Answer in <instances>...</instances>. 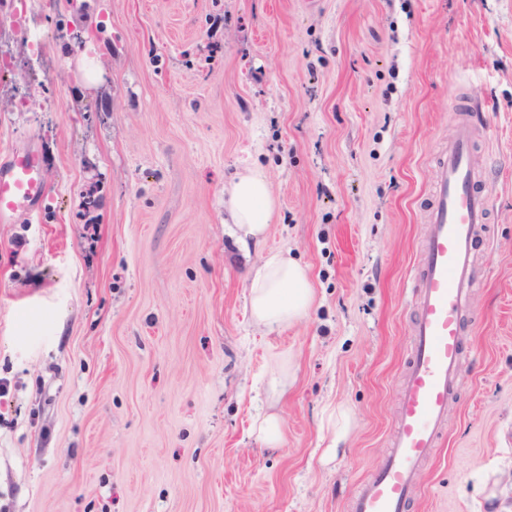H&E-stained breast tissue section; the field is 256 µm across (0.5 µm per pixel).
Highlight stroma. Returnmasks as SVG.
Wrapping results in <instances>:
<instances>
[{"label":"stroma","mask_w":512,"mask_h":512,"mask_svg":"<svg viewBox=\"0 0 512 512\" xmlns=\"http://www.w3.org/2000/svg\"><path fill=\"white\" fill-rule=\"evenodd\" d=\"M459 96L491 214L409 512H512V0H0V159L46 158L0 222V512H348L396 426ZM250 170L276 209L245 249ZM280 249L314 300L269 330L246 274ZM275 200L262 173L251 171L240 176L230 192L229 208L233 224L243 234V241H258L264 235ZM327 427L332 434V444L326 448L324 455L330 456L336 451V442L342 439L349 431L351 418L349 412L344 408H328ZM252 433L266 448H279L282 444V425L274 414H259L252 424Z\"/></svg>","instance_id":"stroma-1"}]
</instances>
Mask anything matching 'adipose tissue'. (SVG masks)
<instances>
[{
	"instance_id": "obj_1",
	"label": "adipose tissue",
	"mask_w": 512,
	"mask_h": 512,
	"mask_svg": "<svg viewBox=\"0 0 512 512\" xmlns=\"http://www.w3.org/2000/svg\"><path fill=\"white\" fill-rule=\"evenodd\" d=\"M229 208L244 237L261 239L275 210V200L262 173L252 171L240 176L232 186ZM247 289L253 321L268 329L298 321L313 299L306 268L282 250L266 254L251 266Z\"/></svg>"
}]
</instances>
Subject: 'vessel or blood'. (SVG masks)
<instances>
[{
    "mask_svg": "<svg viewBox=\"0 0 512 512\" xmlns=\"http://www.w3.org/2000/svg\"><path fill=\"white\" fill-rule=\"evenodd\" d=\"M455 119L426 211L428 233L412 308L416 341L401 385L397 427L385 462L361 484L349 512H406L417 471L433 456L447 426L448 401L458 384L461 324L478 280L474 243L490 212L489 195L478 188L476 127L468 104H457ZM44 192L36 152L0 161V220L29 211Z\"/></svg>",
    "mask_w": 512,
    "mask_h": 512,
    "instance_id": "1",
    "label": "vessel or blood"
}]
</instances>
